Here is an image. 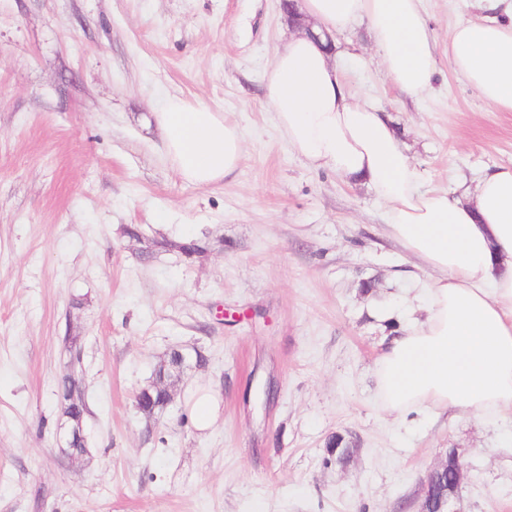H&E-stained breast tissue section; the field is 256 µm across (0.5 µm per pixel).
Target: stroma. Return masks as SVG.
<instances>
[{"mask_svg": "<svg viewBox=\"0 0 512 512\" xmlns=\"http://www.w3.org/2000/svg\"><path fill=\"white\" fill-rule=\"evenodd\" d=\"M279 4L0 0V512H418L421 479L452 448L462 512H512L511 416H398L377 400L388 331L374 307L403 311L424 288L373 191L313 170L280 135L265 80L291 33ZM424 9L437 73L422 99L386 79L366 25L337 45L425 189L454 192L512 164V112L448 65L476 0ZM170 96L241 127L232 177L198 187L171 166L154 121ZM186 239L204 252L148 248ZM66 335L86 377L77 461L61 451ZM175 349L188 364L174 401L143 415L135 396ZM198 388L219 398L201 431ZM335 434L354 444L347 462L327 452Z\"/></svg>", "mask_w": 512, "mask_h": 512, "instance_id": "stroma-1", "label": "stroma"}]
</instances>
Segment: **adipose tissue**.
<instances>
[{"instance_id":"obj_1","label":"adipose tissue","mask_w":512,"mask_h":512,"mask_svg":"<svg viewBox=\"0 0 512 512\" xmlns=\"http://www.w3.org/2000/svg\"><path fill=\"white\" fill-rule=\"evenodd\" d=\"M460 21L451 70L488 105L512 112V0H481ZM312 33L289 36L266 73L277 127L296 155L370 187L385 233L426 276L423 319L386 336L377 358L382 407L421 406L500 417L512 410V165L487 171L473 198L423 190L427 179L386 112L353 93L326 39L367 24L386 77L422 98L436 72L422 0H301ZM155 121L166 156L187 182L224 181L244 158V134L223 113L167 97Z\"/></svg>"}]
</instances>
